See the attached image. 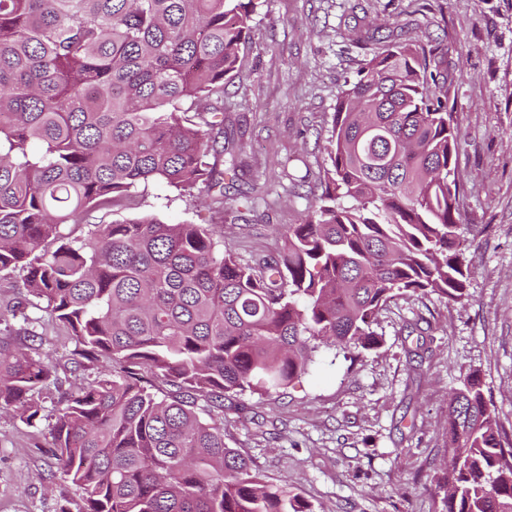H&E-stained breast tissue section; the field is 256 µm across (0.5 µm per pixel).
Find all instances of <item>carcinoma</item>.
Segmentation results:
<instances>
[{"label":"carcinoma","mask_w":512,"mask_h":512,"mask_svg":"<svg viewBox=\"0 0 512 512\" xmlns=\"http://www.w3.org/2000/svg\"><path fill=\"white\" fill-rule=\"evenodd\" d=\"M253 0H0V274L6 314L38 302L97 377L54 405L47 436L82 512H314L224 442V400L263 396L322 350L379 344L399 294L467 297L457 248L458 139L433 50L392 41L336 100L321 195L251 264L205 224H92L161 181L224 211L242 176L224 85L251 38ZM64 224L83 226L74 236ZM0 336V408L33 425L56 369ZM442 512H512V443L480 381L448 405Z\"/></svg>","instance_id":"cac0c4a2"}]
</instances>
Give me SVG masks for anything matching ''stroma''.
Returning <instances> with one entry per match:
<instances>
[{"label":"stroma","mask_w":512,"mask_h":512,"mask_svg":"<svg viewBox=\"0 0 512 512\" xmlns=\"http://www.w3.org/2000/svg\"><path fill=\"white\" fill-rule=\"evenodd\" d=\"M377 19L437 50L460 133V244L474 261L463 301L395 296L377 317V348L323 354L287 390L243 395L251 418L229 427V447L315 512H439L433 466L448 457V403L470 373L512 441V0H257L224 114L247 189L269 206L238 212L228 188L218 213L150 183L134 205L92 217L220 224L225 249L246 260L276 249L320 191L336 98L365 53L358 38ZM28 313L31 331L55 338L41 350L60 378L40 393L49 408L99 368L73 370L74 341L38 323L36 308ZM420 317L430 324L422 346L408 329ZM48 423L0 410V512H80L78 488L51 474Z\"/></svg>","instance_id":"obj_1"}]
</instances>
